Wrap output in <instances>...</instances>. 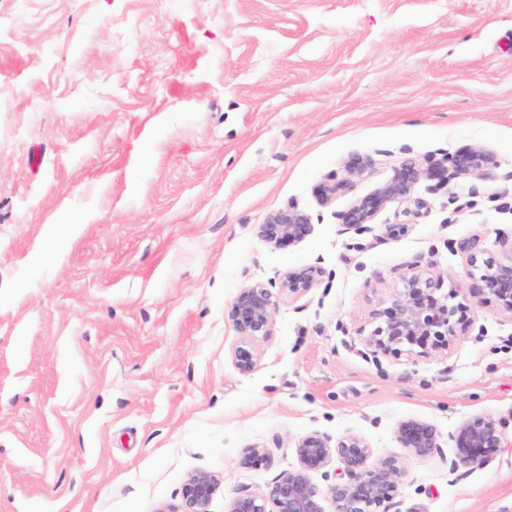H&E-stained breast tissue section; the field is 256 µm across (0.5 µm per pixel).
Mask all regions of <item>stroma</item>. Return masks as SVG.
Wrapping results in <instances>:
<instances>
[{"instance_id":"stroma-1","label":"stroma","mask_w":512,"mask_h":512,"mask_svg":"<svg viewBox=\"0 0 512 512\" xmlns=\"http://www.w3.org/2000/svg\"><path fill=\"white\" fill-rule=\"evenodd\" d=\"M467 147L490 177L420 181L404 236L397 203L340 233L402 162ZM354 154L368 174L319 205ZM291 203L314 232L273 248L257 226ZM472 241L512 253V0H0V512H157L199 470L228 512L310 431L399 456L398 512H512V312ZM303 266L241 374L227 304ZM414 273L467 310L448 349L395 356L370 335ZM473 415L504 447L452 469ZM406 418L440 453L399 448ZM396 440L407 454L416 457H429L441 451L436 429L419 419L409 418L399 422Z\"/></svg>"}]
</instances>
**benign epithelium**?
Segmentation results:
<instances>
[{
	"label": "benign epithelium",
	"mask_w": 512,
	"mask_h": 512,
	"mask_svg": "<svg viewBox=\"0 0 512 512\" xmlns=\"http://www.w3.org/2000/svg\"><path fill=\"white\" fill-rule=\"evenodd\" d=\"M493 167V156L477 147L462 149L426 165L408 160L372 193L356 199L338 214L340 225L345 231L358 230L383 206L397 202L403 206L405 220L390 225L388 235L399 236L408 224L428 211L427 200L415 194L417 183L428 180L443 186L451 178H485ZM370 168L369 157L351 156L344 164L341 179L317 187L320 205H330L337 193L349 190ZM257 232L272 247L284 249L304 242L313 234L314 224L306 212L290 205L271 213L265 223L258 225ZM469 262L479 271L480 293L495 297L512 312V254L482 260L473 254ZM319 275L320 269L315 266L295 268L282 276L276 292L261 283L238 291L225 308V318L239 336L233 350L239 372L254 371L258 360L255 342L270 334L280 300L308 293ZM456 298L455 290L443 289V280L412 274L390 304L378 311L372 342L378 349L396 355L414 347L425 354L447 349L455 335L454 317L459 311V305L454 303ZM396 440L407 454L416 457L432 456L441 448L436 429L419 419L399 422ZM453 440L452 468L469 469L492 461L501 452L505 435L495 419L474 415L458 426ZM293 450L295 468L280 473L263 497L244 491L237 493L228 512H267L268 501L275 506V512H392L403 478L399 457L373 458L367 440L351 432L335 440L319 432H308L294 441ZM334 459L344 464V473L322 489L313 482L311 474L321 471L329 477L326 468ZM267 460V449L253 445L245 449L240 464L255 467ZM219 489L220 480L215 474L196 471L183 481L179 501L163 504L156 512H210Z\"/></svg>",
	"instance_id": "obj_1"
}]
</instances>
